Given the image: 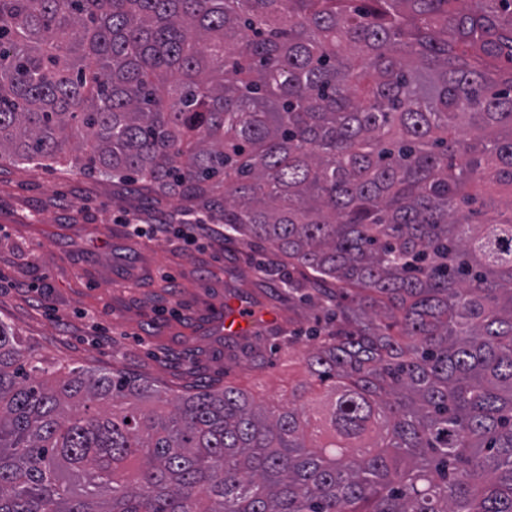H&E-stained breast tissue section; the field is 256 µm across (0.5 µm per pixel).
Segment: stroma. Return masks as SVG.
Segmentation results:
<instances>
[{
	"instance_id": "stroma-1",
	"label": "stroma",
	"mask_w": 512,
	"mask_h": 512,
	"mask_svg": "<svg viewBox=\"0 0 512 512\" xmlns=\"http://www.w3.org/2000/svg\"><path fill=\"white\" fill-rule=\"evenodd\" d=\"M183 209L168 198L147 213L104 176L0 162V320L46 367L120 370L172 394L231 383L258 404L286 401L305 378L288 338L320 309L257 272L259 249L186 250L122 222L147 227ZM229 307L253 312L250 333L226 334Z\"/></svg>"
}]
</instances>
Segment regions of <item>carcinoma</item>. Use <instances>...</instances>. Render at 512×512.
<instances>
[{
  "instance_id": "cac0c4a2",
  "label": "carcinoma",
  "mask_w": 512,
  "mask_h": 512,
  "mask_svg": "<svg viewBox=\"0 0 512 512\" xmlns=\"http://www.w3.org/2000/svg\"><path fill=\"white\" fill-rule=\"evenodd\" d=\"M4 157L190 204L340 326L270 410L0 321V512H512V0H0Z\"/></svg>"
}]
</instances>
